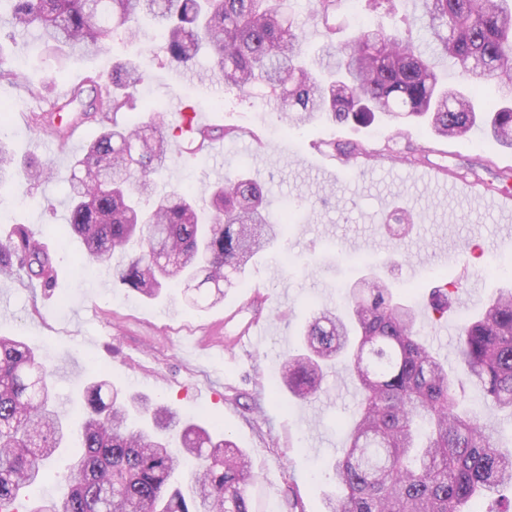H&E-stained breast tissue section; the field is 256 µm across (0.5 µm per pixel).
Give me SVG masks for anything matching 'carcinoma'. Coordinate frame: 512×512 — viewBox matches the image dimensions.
<instances>
[{
    "label": "carcinoma",
    "mask_w": 512,
    "mask_h": 512,
    "mask_svg": "<svg viewBox=\"0 0 512 512\" xmlns=\"http://www.w3.org/2000/svg\"><path fill=\"white\" fill-rule=\"evenodd\" d=\"M342 2L313 4L326 34L308 60L290 0H0L11 15L0 32V77H18L3 68L5 41L29 34L40 53L62 63L95 56L116 39L136 46L148 21L162 29L170 63L190 67L204 56L212 67L203 80L248 93L263 86L291 127L324 115L361 125L421 119L438 137L481 127L492 144L512 148V104L486 109L479 100L485 79L512 86V0H418L428 51L395 21L396 0H365L375 17L336 42L328 21ZM440 60L476 85L445 84ZM144 80L137 55H126L34 121L60 141L67 129L55 125V112L101 125L68 180V224L85 245L86 264L110 268L126 255L116 274L148 299L171 282L207 285L211 295L190 303L200 309L224 299L287 223L271 220L267 193L244 173L206 188V218L193 187L157 192L155 177L171 160L156 121L162 108L150 107L149 123L126 119ZM18 173L0 139V184ZM16 270L44 287L57 275L51 255L25 236L0 242V274ZM448 300L444 284L431 306L444 314ZM459 353L462 375L454 377L423 343L416 310L394 301L375 276L358 281L346 312L323 309L311 318L282 362L281 385L299 399L314 396L327 371L343 363L361 391L334 463L339 496L327 498L325 512H471L473 502L512 487V454L459 394L466 378L488 410L512 413V287L462 324ZM84 394L71 424L35 348L0 336V512H12L20 491L45 478V461L73 434L78 444L60 499L29 512H258L255 475L221 422L187 420L163 403L127 397L109 379H90Z\"/></svg>",
    "instance_id": "carcinoma-1"
}]
</instances>
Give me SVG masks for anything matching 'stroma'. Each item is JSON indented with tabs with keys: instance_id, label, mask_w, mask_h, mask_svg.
Returning <instances> with one entry per match:
<instances>
[{
	"instance_id": "1",
	"label": "stroma",
	"mask_w": 512,
	"mask_h": 512,
	"mask_svg": "<svg viewBox=\"0 0 512 512\" xmlns=\"http://www.w3.org/2000/svg\"><path fill=\"white\" fill-rule=\"evenodd\" d=\"M304 43L317 50L325 25L347 40L362 16L341 7L329 21L311 15L310 0H297ZM7 65L19 69L25 85L0 78V108L17 161L36 159L53 169L50 180L17 176L0 186V240L18 227L37 233L50 246L57 279L44 288L24 273L0 278V335L36 344L54 372V384L69 412L81 408L87 378L104 375L187 415L223 420L228 436L248 455L253 487L267 512H290L300 498L305 512H322L332 489L331 468L342 448L360 398L345 366L326 376L320 393L307 400L274 386L280 364L298 343L313 313L343 303L355 281L367 274L387 280L395 299L415 307L421 334L445 365L459 363L461 323L512 285L502 270L512 260V213L491 206L500 171L512 168V150L491 147L480 135L446 139L415 123L334 125L317 118L298 131L288 129L258 94L226 86L206 87L196 72L169 62L163 40L148 30L142 67L145 102L160 105L172 163L160 184L197 189L245 172L258 180L276 205H291L294 221L285 248L257 255L239 287L226 289L223 302L202 311L189 307L184 286L165 289L144 301L118 278L86 267L84 246L68 228L67 180L72 163L100 132L80 126L66 149L30 121L50 109L51 96L34 97L25 87L52 83L63 74L76 85L95 71H109L120 45L95 58L73 57L57 64L39 57L30 40L0 49ZM221 99V111L210 108ZM204 113L213 127L238 134L212 140L205 152L185 151L177 133L179 111ZM390 144L393 159L358 157L356 163L328 160L311 143ZM427 146L426 163L402 157ZM454 284L448 315L432 312L433 284ZM267 326L268 334L235 351L188 356L186 340L219 336L232 342L246 325Z\"/></svg>"
}]
</instances>
